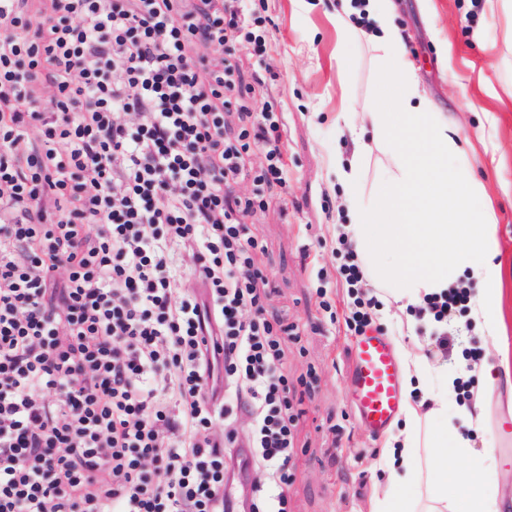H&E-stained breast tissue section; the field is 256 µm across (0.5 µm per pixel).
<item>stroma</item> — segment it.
Listing matches in <instances>:
<instances>
[{
    "label": "stroma",
    "mask_w": 512,
    "mask_h": 512,
    "mask_svg": "<svg viewBox=\"0 0 512 512\" xmlns=\"http://www.w3.org/2000/svg\"><path fill=\"white\" fill-rule=\"evenodd\" d=\"M395 21L406 56L433 111L452 118L470 143L459 158L484 188L503 262L507 342L512 345V8L504 0H394ZM265 17L266 52L239 40L229 49L252 86L253 109L271 102L282 112L288 151V183L273 186L245 222L261 242L254 266L274 291L268 315H284L294 329L284 345L288 375L302 414L289 466L290 512H376L394 488L385 458L404 429L403 417L380 435L357 424L349 377L357 334L349 324L355 293L340 267L352 249L344 236L350 202L336 172L358 147L345 124L377 103L378 61L368 39L370 24L346 36L337 24L341 0H253ZM415 309L392 321L373 314L386 338H400L414 355L456 368L467 363L469 393L479 372L497 356V344L475 331L467 311H453L448 327L428 330ZM512 410V391L493 390L482 426L472 433L474 451L494 446L496 482L512 512V437L497 436V423Z\"/></svg>",
    "instance_id": "35a3bbf8"
}]
</instances>
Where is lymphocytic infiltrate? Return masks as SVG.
I'll return each mask as SVG.
<instances>
[{
  "label": "lymphocytic infiltrate",
  "mask_w": 512,
  "mask_h": 512,
  "mask_svg": "<svg viewBox=\"0 0 512 512\" xmlns=\"http://www.w3.org/2000/svg\"><path fill=\"white\" fill-rule=\"evenodd\" d=\"M248 2L0 0V512H236L252 472L289 512V326L243 222L282 115L224 122ZM242 411L248 454L213 433Z\"/></svg>",
  "instance_id": "f902f5d3"
}]
</instances>
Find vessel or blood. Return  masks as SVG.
<instances>
[{
  "label": "vessel or blood",
  "instance_id": "1",
  "mask_svg": "<svg viewBox=\"0 0 512 512\" xmlns=\"http://www.w3.org/2000/svg\"><path fill=\"white\" fill-rule=\"evenodd\" d=\"M350 393L358 425L379 434L402 405L400 368L387 339L369 331L354 342Z\"/></svg>",
  "mask_w": 512,
  "mask_h": 512
}]
</instances>
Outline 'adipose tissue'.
Instances as JSON below:
<instances>
[{
  "mask_svg": "<svg viewBox=\"0 0 512 512\" xmlns=\"http://www.w3.org/2000/svg\"><path fill=\"white\" fill-rule=\"evenodd\" d=\"M364 9L378 23L373 42L381 106L364 113L362 120L385 138L389 161L383 180L355 205L345 231L370 283L405 305H423L426 296L468 275L477 287L471 318L486 338L499 341L505 330L503 267L493 216L478 206L480 186L451 163L462 152L458 130L426 109L401 33L392 22V0H368ZM405 362L409 378L429 386L431 404L423 413L410 402L403 408L407 430L399 459L414 492L385 497L377 512H416L419 504L423 512H499V498L487 482L497 465L493 449L474 453L448 418L454 378L447 367L419 356ZM481 377L482 391L457 409L458 418L476 428L483 423L493 388L502 382L512 387V347L501 344L496 364ZM420 444L427 450L423 466L413 453ZM452 457L468 461V482L449 469Z\"/></svg>",
  "mask_w": 512,
  "mask_h": 512,
  "instance_id": "ef3b65f1",
  "label": "adipose tissue"
}]
</instances>
